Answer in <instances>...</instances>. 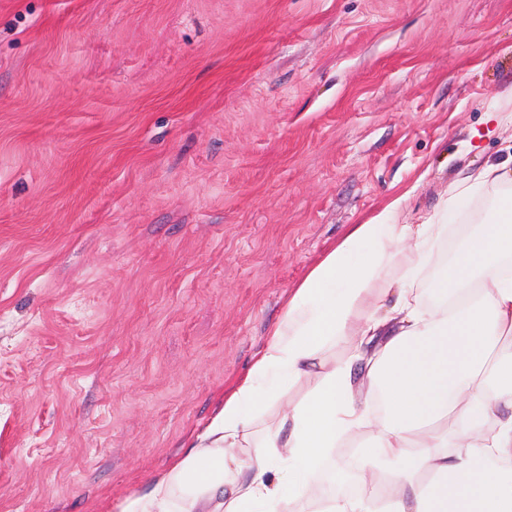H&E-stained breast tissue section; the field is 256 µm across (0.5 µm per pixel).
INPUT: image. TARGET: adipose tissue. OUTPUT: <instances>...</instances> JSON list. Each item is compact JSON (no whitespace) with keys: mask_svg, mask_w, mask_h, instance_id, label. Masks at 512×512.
Wrapping results in <instances>:
<instances>
[{"mask_svg":"<svg viewBox=\"0 0 512 512\" xmlns=\"http://www.w3.org/2000/svg\"><path fill=\"white\" fill-rule=\"evenodd\" d=\"M510 178L504 165L472 170L449 186L444 209ZM439 230L431 215L354 225L295 288L248 375L184 456L120 512H288L327 473L336 492L317 512H512V197L460 240L427 309L414 283ZM394 264L404 270L396 300L374 310L380 273ZM340 336L361 345L336 363L323 349ZM303 380L308 398L285 400ZM270 407L278 426L256 432ZM352 442L363 468L388 474L386 498L364 502L343 470L328 469L331 450Z\"/></svg>","mask_w":512,"mask_h":512,"instance_id":"ef3b65f1","label":"adipose tissue"}]
</instances>
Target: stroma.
Wrapping results in <instances>:
<instances>
[{
  "label": "stroma",
  "instance_id": "obj_1",
  "mask_svg": "<svg viewBox=\"0 0 512 512\" xmlns=\"http://www.w3.org/2000/svg\"><path fill=\"white\" fill-rule=\"evenodd\" d=\"M504 112L512 0H0V512H118L352 225L512 160Z\"/></svg>",
  "mask_w": 512,
  "mask_h": 512
}]
</instances>
